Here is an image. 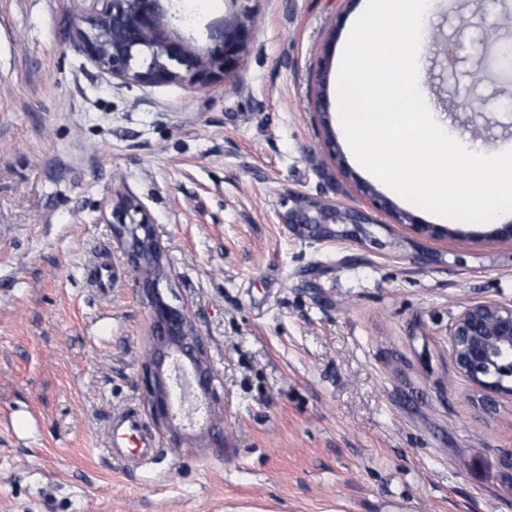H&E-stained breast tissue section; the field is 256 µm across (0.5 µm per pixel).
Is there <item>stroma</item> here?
Returning a JSON list of instances; mask_svg holds the SVG:
<instances>
[{
	"instance_id": "stroma-1",
	"label": "stroma",
	"mask_w": 512,
	"mask_h": 512,
	"mask_svg": "<svg viewBox=\"0 0 512 512\" xmlns=\"http://www.w3.org/2000/svg\"><path fill=\"white\" fill-rule=\"evenodd\" d=\"M360 4L254 0L248 55L201 90L96 69L72 38L85 0H0V512H512V401L483 410L448 353L463 307L512 304V240L469 223L426 238L378 212L385 247L319 244L279 218L288 190L323 185L321 62ZM174 8L201 28L239 11ZM464 12L492 25L451 70ZM429 26L420 90L448 133L512 147V66L488 56L512 41V0H436ZM487 60L476 115L463 92ZM119 183L156 225L164 286L224 398L223 447L155 427L134 468L106 450L116 413L148 412V312L104 214Z\"/></svg>"
}]
</instances>
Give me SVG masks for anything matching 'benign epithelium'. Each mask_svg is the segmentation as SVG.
<instances>
[{
  "mask_svg": "<svg viewBox=\"0 0 512 512\" xmlns=\"http://www.w3.org/2000/svg\"><path fill=\"white\" fill-rule=\"evenodd\" d=\"M78 14L75 38L90 62L125 83L188 81L206 88L233 73L249 48L253 10L245 6L224 28L208 31L196 48L173 30L178 12L161 0H91ZM283 224L294 235L321 244L339 240L380 244L363 209L345 207L325 190L310 195L290 190L282 198ZM112 239L137 275L138 292L149 309L148 345L141 383L149 414L157 427L172 432L173 447L198 428L215 448L224 447L218 415L217 375L209 343L197 330L188 305L166 300L160 283L167 278L165 246L144 205L124 186L112 190ZM423 237L449 234L446 227L424 224L410 213L394 215ZM449 354L457 373L474 389L484 409L512 398V304L484 301L464 307L448 330Z\"/></svg>",
  "mask_w": 512,
  "mask_h": 512,
  "instance_id": "obj_1",
  "label": "benign epithelium"
}]
</instances>
